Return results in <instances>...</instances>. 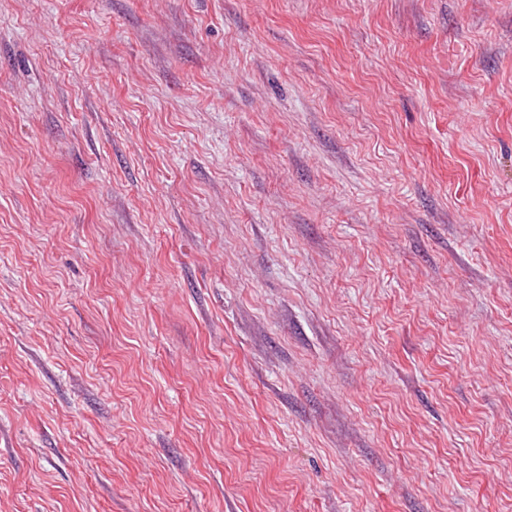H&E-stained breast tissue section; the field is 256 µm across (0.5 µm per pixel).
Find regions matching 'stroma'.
<instances>
[{"label": "stroma", "mask_w": 512, "mask_h": 512, "mask_svg": "<svg viewBox=\"0 0 512 512\" xmlns=\"http://www.w3.org/2000/svg\"><path fill=\"white\" fill-rule=\"evenodd\" d=\"M0 512H512V0H0Z\"/></svg>", "instance_id": "stroma-1"}]
</instances>
